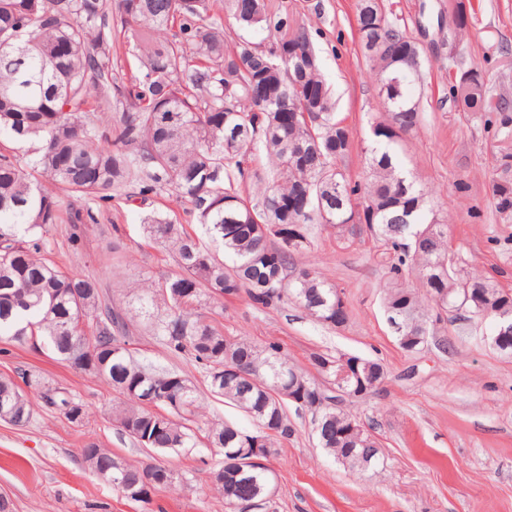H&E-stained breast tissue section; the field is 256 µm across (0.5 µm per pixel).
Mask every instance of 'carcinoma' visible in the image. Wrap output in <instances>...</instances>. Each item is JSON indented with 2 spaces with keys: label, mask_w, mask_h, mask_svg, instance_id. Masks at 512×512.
I'll return each mask as SVG.
<instances>
[{
  "label": "carcinoma",
  "mask_w": 512,
  "mask_h": 512,
  "mask_svg": "<svg viewBox=\"0 0 512 512\" xmlns=\"http://www.w3.org/2000/svg\"><path fill=\"white\" fill-rule=\"evenodd\" d=\"M456 35L465 31L463 0H448ZM241 31L226 39L224 20ZM360 45L390 121L372 126L364 184L338 167L351 140L308 29L268 0H0V339L43 346L70 367L106 382L117 393L110 417L141 448L188 454L207 447L222 456L211 471L229 512L253 499L266 509L276 474L259 465L240 472L244 448L265 456L294 436L288 405L312 415L314 436L352 471L379 460L375 436L343 409L385 378L383 365L357 357L358 371L336 385L339 353L313 352L316 381L297 369L276 342L261 346L224 335V299L246 296L260 310L291 302L316 320L341 327L349 319L343 292L304 261L320 224L349 240L364 231L396 262L386 295L388 317L404 324L399 346L414 352L430 335L437 312L468 313L491 324L495 345L512 353V292L466 270L448 249L440 222L416 180L395 163L401 135L415 129L419 104L411 87L421 77L419 51L383 0H358ZM275 36L256 42L254 32ZM142 79L126 85L114 72L117 35ZM450 91L464 112L497 117V161L512 167V101L462 59L452 62ZM305 114L283 119L299 92ZM262 151L266 163L250 166ZM170 191L181 211L144 219L148 237L174 255L178 272L128 289L136 316L174 356L205 372L207 391L239 408L257 431L226 421L199 425L197 387L176 370L137 361L125 317L112 309L97 279L51 259L52 224L70 225L72 245L82 227L98 223L87 205ZM497 207L512 213V183L492 186ZM188 224H199L224 248L219 260ZM21 382L0 379V420L28 425L39 392L42 406L81 423L86 406L42 376L17 370ZM154 393V408L143 398ZM160 409L169 414L161 418ZM89 473L146 503L175 473L157 463L131 464L95 442L82 448Z\"/></svg>",
  "instance_id": "1"
}]
</instances>
